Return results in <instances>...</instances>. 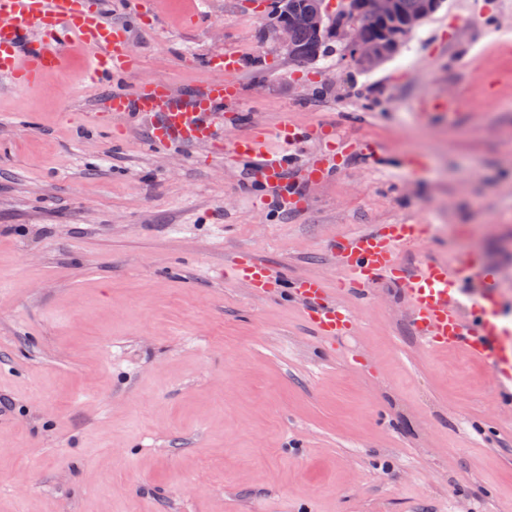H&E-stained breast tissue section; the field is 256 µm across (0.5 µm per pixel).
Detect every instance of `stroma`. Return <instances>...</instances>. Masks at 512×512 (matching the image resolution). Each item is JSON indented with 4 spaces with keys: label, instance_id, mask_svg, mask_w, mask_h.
I'll list each match as a JSON object with an SVG mask.
<instances>
[{
    "label": "stroma",
    "instance_id": "1",
    "mask_svg": "<svg viewBox=\"0 0 512 512\" xmlns=\"http://www.w3.org/2000/svg\"><path fill=\"white\" fill-rule=\"evenodd\" d=\"M129 69L81 55L34 92L0 80V512H512V410L483 363L420 342L398 288L341 290L333 241L417 224L400 259L466 255L512 304V0H443L367 70L333 40L296 61L257 0H81ZM240 69L226 67V56ZM233 81L216 139L148 144L108 93ZM307 130L288 178L232 155ZM248 255L326 281V341ZM229 274L236 280L250 281L259 297L268 293L276 282V277L253 258L240 259L230 267Z\"/></svg>",
    "mask_w": 512,
    "mask_h": 512
}]
</instances>
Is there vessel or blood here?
Wrapping results in <instances>:
<instances>
[{
  "label": "vessel or blood",
  "instance_id": "1",
  "mask_svg": "<svg viewBox=\"0 0 512 512\" xmlns=\"http://www.w3.org/2000/svg\"><path fill=\"white\" fill-rule=\"evenodd\" d=\"M77 4L78 0H0V78L15 88L35 91L47 74L64 67L73 50L82 53L89 80L102 81L112 71L123 69L122 30L81 13ZM35 29L44 38L33 44L29 35ZM232 98V90L221 83L208 84L187 97L164 93L157 84L131 96L111 95L103 106L113 116L136 114L149 119L152 143H198L213 139L214 116ZM233 151L260 160L274 179L288 165V154L267 152L261 135L242 137ZM417 241L413 224H387L374 232L342 235L333 252L344 286L366 296L380 281H394L408 302L423 344L458 350L490 365L498 377L499 397L512 404V309L505 307L494 282L468 257H457L451 264L426 259L415 268H406L398 261L395 246H412ZM229 273L234 279L250 281L260 297L276 282L252 258L237 261ZM291 294L319 336L333 340L350 331V311L329 299L321 279H297Z\"/></svg>",
  "mask_w": 512,
  "mask_h": 512
}]
</instances>
